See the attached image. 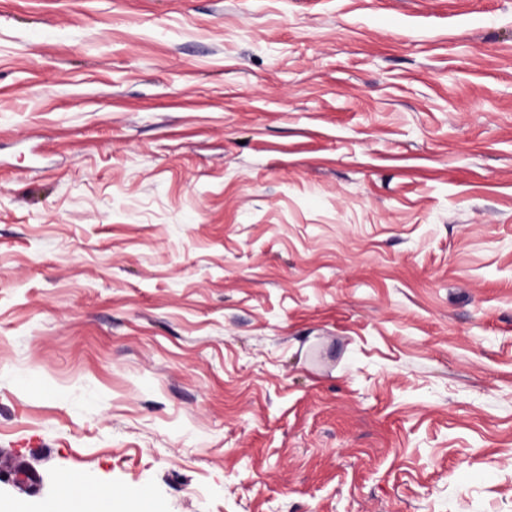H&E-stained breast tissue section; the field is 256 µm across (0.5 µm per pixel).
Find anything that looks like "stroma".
I'll return each mask as SVG.
<instances>
[{
  "label": "stroma",
  "instance_id": "stroma-1",
  "mask_svg": "<svg viewBox=\"0 0 512 512\" xmlns=\"http://www.w3.org/2000/svg\"><path fill=\"white\" fill-rule=\"evenodd\" d=\"M0 461L512 512V0H0Z\"/></svg>",
  "mask_w": 512,
  "mask_h": 512
}]
</instances>
